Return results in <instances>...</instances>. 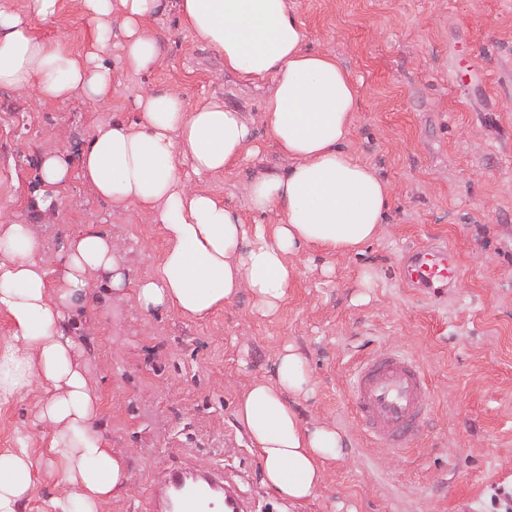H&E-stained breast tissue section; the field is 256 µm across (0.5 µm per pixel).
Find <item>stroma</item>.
Listing matches in <instances>:
<instances>
[{
	"label": "stroma",
	"instance_id": "stroma-1",
	"mask_svg": "<svg viewBox=\"0 0 512 512\" xmlns=\"http://www.w3.org/2000/svg\"><path fill=\"white\" fill-rule=\"evenodd\" d=\"M286 2L304 49L335 55L353 78L358 108L347 147L388 184L390 204L382 236L361 253L289 255L294 280L270 316L246 291L204 318L140 309L136 287L155 274L167 240L150 210L112 207L79 166L87 140L113 115L138 129L142 94L177 90L190 112L223 103L242 112L254 140L237 165L189 175L185 187L244 223H272L246 191L292 164L263 117L272 80L225 73L172 0L142 29L161 45L160 59L145 72L127 69L124 13L112 0L110 101L0 88V220L31 227L49 281L63 275L66 252L89 224L112 242L126 275L115 290L103 272H89L87 288L60 302L74 360L99 398L93 425L131 475L107 512H144L158 472L181 462L223 466L250 512H289L262 486L261 463L233 415L252 379L274 378L288 343L310 376L302 419L334 425L344 440L300 512H503L494 494L512 492V0ZM34 26L71 53L87 49L81 0H58L54 16ZM49 155L70 169L57 187L41 179ZM445 243L458 253V280L433 293L408 287L401 268L412 251ZM385 347L412 358L429 384L431 410L401 453L372 442L351 403L355 364ZM37 400L32 388L0 405V450L27 436L37 479L27 512H50L65 487Z\"/></svg>",
	"mask_w": 512,
	"mask_h": 512
}]
</instances>
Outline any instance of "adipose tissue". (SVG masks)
Instances as JSON below:
<instances>
[{"mask_svg":"<svg viewBox=\"0 0 512 512\" xmlns=\"http://www.w3.org/2000/svg\"><path fill=\"white\" fill-rule=\"evenodd\" d=\"M92 27L85 54L40 39L34 20L54 15L57 0H29L26 14L0 10V87L37 86L40 95L64 100L87 93L112 98V73L101 63L110 48L104 19L112 0H82ZM124 63L140 72L161 56L142 27L161 0H122ZM184 23L224 59L226 71L247 81L273 79L263 116L279 150L293 159L286 173L251 182L247 194L273 224H246L211 195L178 190L179 167L196 173L236 164L252 131L240 112L215 103L186 111L179 93L158 91L136 100L138 131L119 118L92 135L80 175L113 206L149 209L168 247L155 276L138 283L135 301L151 311L174 308L206 317L241 291L258 309L276 312L294 270L288 255L303 250L361 252L378 238L390 192L368 165L347 148L357 93L334 55L308 52L286 0H177ZM37 240L25 224L0 229V311L11 335L0 346V404L39 384L38 419L50 426L48 448L67 490L52 499V512H105L128 488L124 456L110 448L92 422L98 398L73 361L76 343L62 328V309L52 304L83 291L86 274H107L111 288L124 285L112 244L86 228L64 257V273L49 285L35 254ZM302 354L285 345L276 376L250 381L238 396L234 416L258 454L262 483L281 499L304 506L316 497L325 463L340 458L343 438L335 427L305 424L293 405L309 389ZM34 489L27 444L0 453V512H23Z\"/></svg>","mask_w":512,"mask_h":512,"instance_id":"ef3b65f1","label":"adipose tissue"}]
</instances>
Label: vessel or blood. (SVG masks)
I'll list each match as a JSON object with an SVG mask.
<instances>
[{
  "instance_id": "b4317fda",
  "label": "vessel or blood",
  "mask_w": 512,
  "mask_h": 512,
  "mask_svg": "<svg viewBox=\"0 0 512 512\" xmlns=\"http://www.w3.org/2000/svg\"><path fill=\"white\" fill-rule=\"evenodd\" d=\"M458 271L455 252L441 246L414 251L402 268V278L412 288H444ZM351 388L355 411L369 438L407 450L429 409L422 369L387 348L357 367ZM223 484L219 468L203 477L191 466L163 469L145 512H213L215 504L223 503Z\"/></svg>"
}]
</instances>
